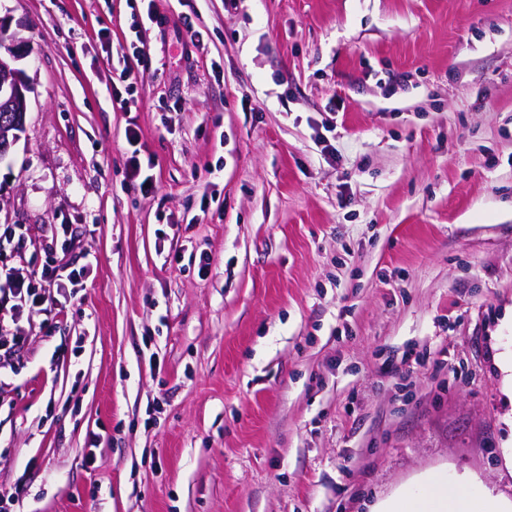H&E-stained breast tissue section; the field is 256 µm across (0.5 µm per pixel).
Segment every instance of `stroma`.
<instances>
[{
  "mask_svg": "<svg viewBox=\"0 0 512 512\" xmlns=\"http://www.w3.org/2000/svg\"><path fill=\"white\" fill-rule=\"evenodd\" d=\"M0 18L33 86L0 225L90 268L0 369L12 512H367L431 469L512 498V0Z\"/></svg>",
  "mask_w": 512,
  "mask_h": 512,
  "instance_id": "35a3bbf8",
  "label": "stroma"
}]
</instances>
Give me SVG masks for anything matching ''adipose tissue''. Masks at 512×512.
Returning a JSON list of instances; mask_svg holds the SVG:
<instances>
[{"mask_svg":"<svg viewBox=\"0 0 512 512\" xmlns=\"http://www.w3.org/2000/svg\"><path fill=\"white\" fill-rule=\"evenodd\" d=\"M372 512H512V498L479 493L462 481L427 471L379 500Z\"/></svg>","mask_w":512,"mask_h":512,"instance_id":"obj_1","label":"adipose tissue"}]
</instances>
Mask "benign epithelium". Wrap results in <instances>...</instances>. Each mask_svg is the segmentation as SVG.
I'll use <instances>...</instances> for the list:
<instances>
[{"instance_id":"benign-epithelium-1","label":"benign epithelium","mask_w":512,"mask_h":512,"mask_svg":"<svg viewBox=\"0 0 512 512\" xmlns=\"http://www.w3.org/2000/svg\"><path fill=\"white\" fill-rule=\"evenodd\" d=\"M0 141L7 149L11 148L25 128L27 97L32 86L23 72L13 67V62L21 56V46L8 35L4 21L0 20Z\"/></svg>"}]
</instances>
